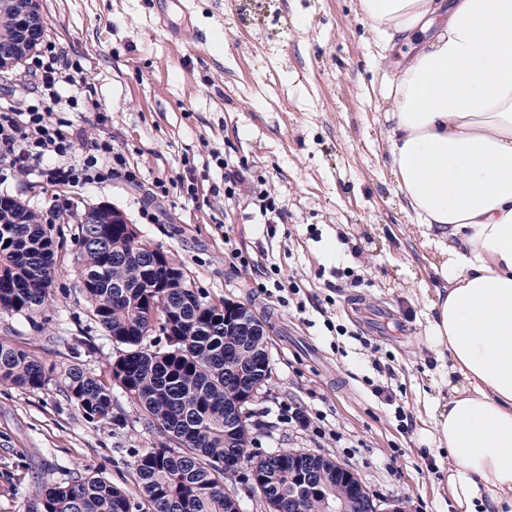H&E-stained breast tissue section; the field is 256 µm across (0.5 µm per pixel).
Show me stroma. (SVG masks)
<instances>
[{"instance_id":"35a3bbf8","label":"stroma","mask_w":512,"mask_h":512,"mask_svg":"<svg viewBox=\"0 0 512 512\" xmlns=\"http://www.w3.org/2000/svg\"><path fill=\"white\" fill-rule=\"evenodd\" d=\"M45 43L81 64L55 110L109 141L139 183L47 180L0 163L18 197L71 239L63 212L106 203L168 253L188 284L253 308L269 327L271 377L251 404L252 455L321 454L378 505L455 512L429 409L443 369L428 344L439 260L387 164L379 81L392 58L357 0H38ZM239 173L233 197L225 173ZM276 197L267 226L256 198ZM237 247L243 261L229 259ZM48 315L0 312V339L102 376L116 355L89 320L76 252L62 251ZM303 411L310 427L290 418ZM116 425L88 423L62 384L0 383V512L36 486L94 470L137 494L132 464L156 439L120 398Z\"/></svg>"}]
</instances>
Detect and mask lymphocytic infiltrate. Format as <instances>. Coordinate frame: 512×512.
Instances as JSON below:
<instances>
[{
    "mask_svg": "<svg viewBox=\"0 0 512 512\" xmlns=\"http://www.w3.org/2000/svg\"><path fill=\"white\" fill-rule=\"evenodd\" d=\"M35 66L38 104L0 112V162L22 170L40 167L43 175L55 182L120 179L137 183L136 173L125 162H113L110 143L62 131L64 121L55 116L51 105L59 99V85L73 81L81 66L71 64L52 47L36 56ZM78 145L83 148L82 163H68V156Z\"/></svg>",
    "mask_w": 512,
    "mask_h": 512,
    "instance_id": "1",
    "label": "lymphocytic infiltrate"
}]
</instances>
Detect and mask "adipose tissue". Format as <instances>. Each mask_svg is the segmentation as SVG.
I'll use <instances>...</instances> for the list:
<instances>
[{"label":"adipose tissue","mask_w":512,"mask_h":512,"mask_svg":"<svg viewBox=\"0 0 512 512\" xmlns=\"http://www.w3.org/2000/svg\"><path fill=\"white\" fill-rule=\"evenodd\" d=\"M396 43L389 163L444 259L430 339L458 382L436 401L457 512H512V0H358Z\"/></svg>","instance_id":"obj_1"}]
</instances>
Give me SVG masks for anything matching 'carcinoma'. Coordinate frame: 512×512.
I'll return each mask as SVG.
<instances>
[{
	"label": "carcinoma",
	"mask_w": 512,
	"mask_h": 512,
	"mask_svg": "<svg viewBox=\"0 0 512 512\" xmlns=\"http://www.w3.org/2000/svg\"><path fill=\"white\" fill-rule=\"evenodd\" d=\"M0 39H23L42 26L40 15L24 18L3 9ZM82 266L81 292L89 319L119 349L109 361L108 378L80 364L63 374L67 399L90 423L110 424L115 390L133 402L150 431L162 437L138 450L133 461L141 500L111 481L87 474L72 482L42 484L27 512H239L228 492L236 472L224 461L250 463L266 501L288 506L298 496L300 512H325L324 500L349 495L336 463L308 453L299 461L287 449L250 457L252 431L232 444L224 441V408L237 399L244 381L224 376V362L244 358L251 367L269 360L267 337L236 336L224 330V303L192 288H136L143 280H167L163 264L147 265L137 244L110 224H80L74 238ZM53 242L39 216L20 199L0 198V311L30 316L51 305L56 274ZM127 282L129 288H114ZM54 367L27 350L0 340V383L42 390Z\"/></svg>",
	"instance_id": "carcinoma-1"
}]
</instances>
